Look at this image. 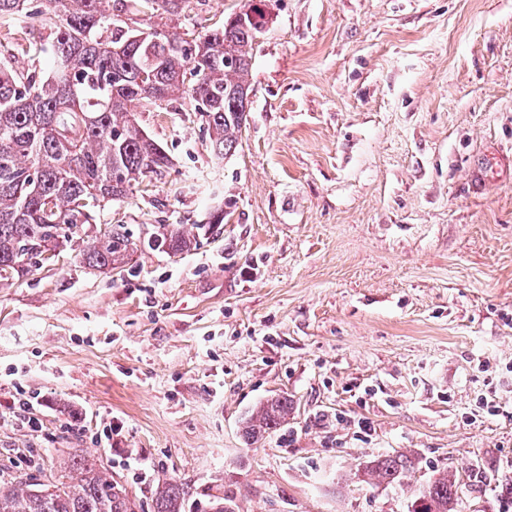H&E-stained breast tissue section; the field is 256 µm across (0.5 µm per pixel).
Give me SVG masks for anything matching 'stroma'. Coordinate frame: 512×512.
Wrapping results in <instances>:
<instances>
[{"label": "stroma", "mask_w": 512, "mask_h": 512, "mask_svg": "<svg viewBox=\"0 0 512 512\" xmlns=\"http://www.w3.org/2000/svg\"><path fill=\"white\" fill-rule=\"evenodd\" d=\"M241 0H183L181 26ZM236 153L212 160L192 112L140 114L173 169L97 209L128 265L74 251L0 286V480L98 456L153 512L159 478L191 512H409L436 470L478 472L459 512H512V0H269ZM0 19V65L47 70ZM482 174L475 188L470 172ZM229 223L173 255L160 224ZM293 410L246 444L260 402ZM113 426L111 444L99 441ZM406 452L393 488L356 473Z\"/></svg>", "instance_id": "stroma-1"}]
</instances>
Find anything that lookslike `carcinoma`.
I'll return each instance as SVG.
<instances>
[{
    "mask_svg": "<svg viewBox=\"0 0 512 512\" xmlns=\"http://www.w3.org/2000/svg\"><path fill=\"white\" fill-rule=\"evenodd\" d=\"M0 0V18L38 21L48 31L39 51L50 69L28 75L0 67V283L27 276L44 252L67 248L86 267L105 271L133 251L119 225L87 237L91 210L133 194L147 174L172 167L167 151L142 130L130 108L157 112L187 106L201 120L212 157L233 154L251 101L253 57L271 20L266 0H243L224 24L190 38L178 32L182 0ZM156 14L151 33L123 25L118 13ZM198 235L163 224L154 243L171 254L190 250ZM286 397L266 400L243 423L248 444L288 423ZM415 459L396 452L364 462V473L400 487ZM62 490L45 495L34 483H2L0 512H138L123 484L95 459L68 457L56 470ZM459 475L438 470L413 500L412 512H457ZM190 487L164 478L153 512H186Z\"/></svg>",
    "mask_w": 512,
    "mask_h": 512,
    "instance_id": "cac0c4a2",
    "label": "carcinoma"
}]
</instances>
